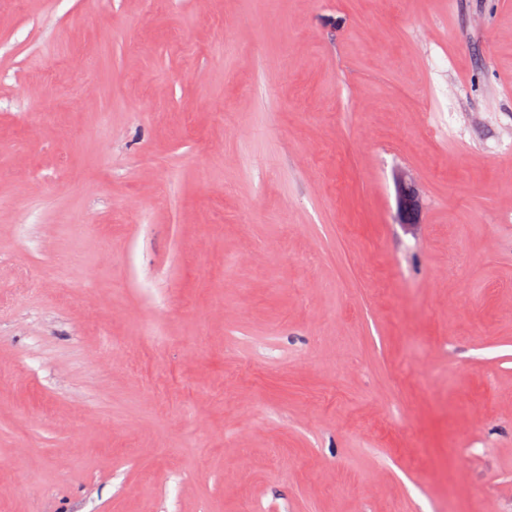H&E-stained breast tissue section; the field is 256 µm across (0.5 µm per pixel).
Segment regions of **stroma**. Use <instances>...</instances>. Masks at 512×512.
<instances>
[{
	"mask_svg": "<svg viewBox=\"0 0 512 512\" xmlns=\"http://www.w3.org/2000/svg\"><path fill=\"white\" fill-rule=\"evenodd\" d=\"M0 512H512V0H0Z\"/></svg>",
	"mask_w": 512,
	"mask_h": 512,
	"instance_id": "obj_1",
	"label": "stroma"
}]
</instances>
